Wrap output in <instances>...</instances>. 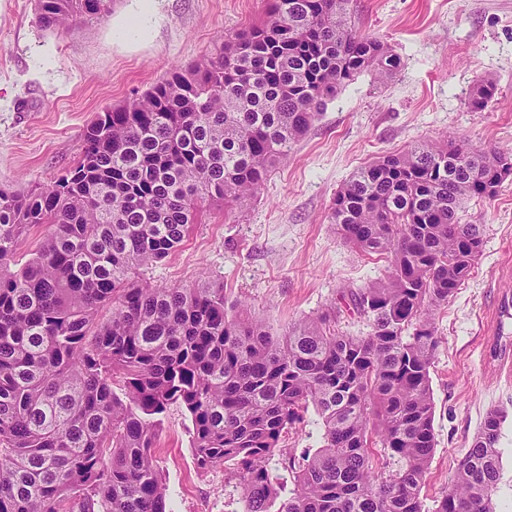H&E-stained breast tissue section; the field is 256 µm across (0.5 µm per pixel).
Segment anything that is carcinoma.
I'll use <instances>...</instances> for the list:
<instances>
[{
  "label": "carcinoma",
  "mask_w": 512,
  "mask_h": 512,
  "mask_svg": "<svg viewBox=\"0 0 512 512\" xmlns=\"http://www.w3.org/2000/svg\"><path fill=\"white\" fill-rule=\"evenodd\" d=\"M113 3L38 0L36 23L70 31ZM399 67L354 28L352 0H268L219 52L99 113L51 185L0 190V512H169L153 448L172 405L190 417L197 468L239 481L242 512H493L496 410L435 510L421 491L435 445V314L483 247L481 225L459 212L512 175L511 155L424 141L341 187L340 237L389 261L385 280L351 292L363 336L326 316L278 336L220 283L139 278L204 205L247 206L343 87ZM495 93L479 82L470 109ZM41 224L43 245L12 268L23 229ZM311 407L322 445L286 450L283 434ZM275 457L295 483L286 498Z\"/></svg>",
  "instance_id": "cac0c4a2"
}]
</instances>
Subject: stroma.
<instances>
[{
  "instance_id": "35a3bbf8",
  "label": "stroma",
  "mask_w": 512,
  "mask_h": 512,
  "mask_svg": "<svg viewBox=\"0 0 512 512\" xmlns=\"http://www.w3.org/2000/svg\"><path fill=\"white\" fill-rule=\"evenodd\" d=\"M34 7L0 0V189L17 192L73 165L97 112L216 52L263 14L265 0H116L109 18L67 33L39 28ZM353 16L399 56L396 77L379 84L365 74L339 91L245 212L204 206L181 246L145 271L152 284L186 286L204 272L277 333L328 314L345 333L364 335L349 294L385 278L388 263L351 249L332 228L334 199L351 173L446 136L512 151V0H353ZM482 80L497 93L474 112L469 98ZM461 217L482 225L484 245L435 316V450L421 495L435 506L496 409L504 419L493 507L512 512V349L490 352L498 329L512 334V319L501 318L512 299V176L494 197L468 201ZM191 428L179 406L161 417L154 455L169 512H241L237 480L197 469Z\"/></svg>"
}]
</instances>
